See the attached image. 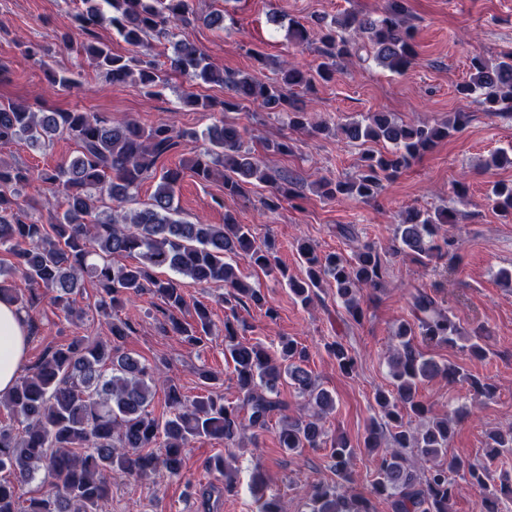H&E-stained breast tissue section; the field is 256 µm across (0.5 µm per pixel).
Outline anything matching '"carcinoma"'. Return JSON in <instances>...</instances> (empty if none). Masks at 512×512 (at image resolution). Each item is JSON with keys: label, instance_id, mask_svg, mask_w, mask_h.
Segmentation results:
<instances>
[{"label": "carcinoma", "instance_id": "cac0c4a2", "mask_svg": "<svg viewBox=\"0 0 512 512\" xmlns=\"http://www.w3.org/2000/svg\"><path fill=\"white\" fill-rule=\"evenodd\" d=\"M111 9L109 23L134 49L147 46L154 35L169 39L172 29L195 18L190 0H103ZM86 10L77 14L79 30L91 35L102 17L96 0H82ZM321 33L317 70L290 64L277 77L263 80L250 74L219 69L208 62L204 52L187 41L174 43L166 56V69L143 53L123 57L112 54L105 44L76 42L69 32L60 34L66 48L75 47L93 61L96 70L114 83L133 80L155 95L166 88L170 77L190 83L198 81L225 90L224 101L184 93L185 103L207 112L221 107L240 112L246 105H259L280 112L288 125L321 134L327 123L314 122L298 105L291 92L295 87L312 90L318 82L336 76L337 60L352 55L362 45L368 57L393 73L408 70L417 57L414 27L407 17L404 0H384L378 11L345 13L332 19H313ZM45 80L52 86L69 88L73 78L41 62ZM462 100L479 98L483 111L512 117V50L487 63L475 56L470 60L468 78L456 87ZM464 118L436 126L406 124L388 112H372L361 120L340 126L346 139L368 146L355 176L320 184V194L369 202L390 179L429 151L438 141L459 128ZM204 136L208 146L195 154L189 165L157 169L158 160L177 152L181 142ZM67 136L78 144V154L64 159L34 177L19 165L0 161V251L15 262L0 260V297H7L27 315L37 308L32 293L37 285L52 293L51 301L66 316L77 320L72 300L83 278L92 279L100 289L99 311L106 317L133 295L150 292L160 297L163 329L181 336L188 345L200 348L211 335L208 309L195 308L193 321L180 317L185 299L174 278L161 279L156 270L167 268L197 283L216 284L238 303L266 306L259 289L244 282L231 263L245 253L255 266L272 271L279 268L271 242L257 241L251 229L224 213V223H191L173 218L176 189L184 170L201 182L219 177L224 195L245 193L254 183L268 188L264 204L278 208L281 199H299L294 179L272 171L244 146L242 133L233 123L221 120L206 132L174 130L165 122L147 127L135 120H114L111 116L83 111L34 112L30 106L0 102V143L24 141L34 149L50 145L54 138ZM387 148L374 150L371 144ZM160 172L151 202L129 214L114 209L98 211V204H122L134 196L143 179ZM61 194L66 209L52 214L43 224L29 216L20 202L23 190L33 181ZM494 208L512 215V183L498 182L490 189ZM455 223L448 209L434 213L411 211L394 229L400 248L418 262L454 256L455 241L442 226ZM307 265L306 278L288 280L291 293L303 305L318 297L322 282L333 280L336 295L357 322L364 316L360 292L384 286L388 274L380 252L371 244L359 247L352 258L335 253L319 256L307 241L297 244ZM117 256L134 257L132 265L116 264ZM414 323L403 322L393 336L389 359L392 389L376 393L375 401L385 422L371 423L364 448L373 456L376 476L370 495L356 492L351 465L358 449L343 436L326 440L320 415L335 408V398L307 369L308 353L292 340L281 342L276 352L262 343H242L231 321L224 322V343L234 364L242 397L229 402L211 392L192 400L182 396L176 385L164 379L158 368L139 358L120 353L114 345L96 337L75 336L48 353L33 372L18 378L13 389L0 395L21 431L0 426V512H99L111 493L108 476L120 472L134 480L145 479L163 468L171 474L181 471L189 444L201 438L224 442L227 456L208 461L207 468L225 477L232 446L246 431L257 437L279 417V446L294 455L305 448L330 443L329 458L336 480L316 483L306 490L307 512H374L372 498L382 499L391 512H452L461 478L482 491L479 512H497L501 496L512 495V480L494 478L485 468L446 459L448 443L456 420L433 416V405L420 394V386L439 377L450 382L468 379L475 395L491 398L494 387L468 378L453 365L440 363L415 343L416 336L430 346L456 344L463 338L455 316L444 302L422 288L409 292ZM487 335L477 330L469 335L466 350L474 357L487 354ZM339 371L351 375L357 358L340 341L327 345ZM288 380L296 393L313 406L309 417L285 414L287 405L278 398V388ZM166 394V413L156 417L148 411L157 385ZM418 422L411 428L404 417ZM488 454L512 452V426L487 435ZM39 482L44 492L20 506L21 490Z\"/></svg>", "mask_w": 512, "mask_h": 512}]
</instances>
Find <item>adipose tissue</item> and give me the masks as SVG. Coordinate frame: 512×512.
<instances>
[{
	"label": "adipose tissue",
	"instance_id": "ef3b65f1",
	"mask_svg": "<svg viewBox=\"0 0 512 512\" xmlns=\"http://www.w3.org/2000/svg\"><path fill=\"white\" fill-rule=\"evenodd\" d=\"M29 345L27 317L16 304L0 300V394L15 384Z\"/></svg>",
	"mask_w": 512,
	"mask_h": 512
}]
</instances>
